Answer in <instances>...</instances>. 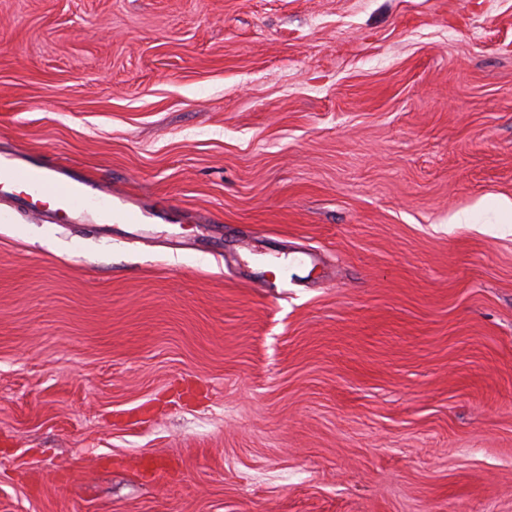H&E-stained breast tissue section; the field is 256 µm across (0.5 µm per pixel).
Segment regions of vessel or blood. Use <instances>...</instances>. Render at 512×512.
I'll use <instances>...</instances> for the list:
<instances>
[{"label": "vessel or blood", "instance_id": "vessel-or-blood-1", "mask_svg": "<svg viewBox=\"0 0 512 512\" xmlns=\"http://www.w3.org/2000/svg\"><path fill=\"white\" fill-rule=\"evenodd\" d=\"M0 181L10 186L9 201L20 212H33L47 196L58 202L62 212L95 217L106 229L115 224H144L151 217L142 208L114 207L111 191L99 181L20 151L0 152Z\"/></svg>", "mask_w": 512, "mask_h": 512}]
</instances>
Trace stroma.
Listing matches in <instances>:
<instances>
[{
  "mask_svg": "<svg viewBox=\"0 0 512 512\" xmlns=\"http://www.w3.org/2000/svg\"><path fill=\"white\" fill-rule=\"evenodd\" d=\"M0 149L155 239L0 207V512H512V0H0Z\"/></svg>",
  "mask_w": 512,
  "mask_h": 512,
  "instance_id": "obj_1",
  "label": "stroma"
}]
</instances>
